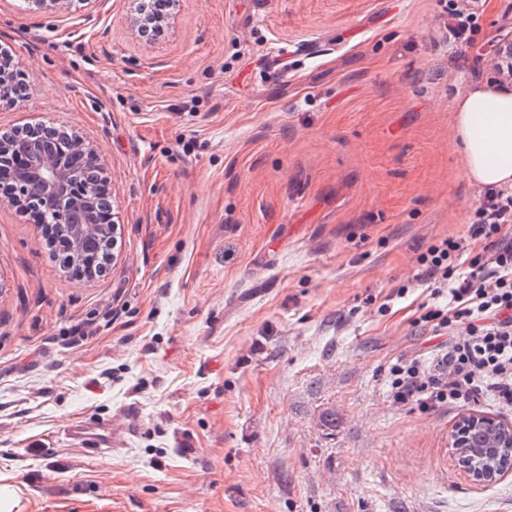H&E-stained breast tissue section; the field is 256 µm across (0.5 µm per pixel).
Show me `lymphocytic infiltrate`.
<instances>
[{
	"label": "lymphocytic infiltrate",
	"instance_id": "f902f5d3",
	"mask_svg": "<svg viewBox=\"0 0 512 512\" xmlns=\"http://www.w3.org/2000/svg\"><path fill=\"white\" fill-rule=\"evenodd\" d=\"M471 240H435L420 253L418 279L447 288L446 306L422 304L420 323L451 339L426 362L390 369L394 402L422 410L492 401L512 411V191L486 189L470 215ZM467 335L454 339L457 326Z\"/></svg>",
	"mask_w": 512,
	"mask_h": 512
}]
</instances>
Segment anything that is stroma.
I'll list each match as a JSON object with an SVG mask.
<instances>
[{"instance_id": "obj_1", "label": "stroma", "mask_w": 512, "mask_h": 512, "mask_svg": "<svg viewBox=\"0 0 512 512\" xmlns=\"http://www.w3.org/2000/svg\"><path fill=\"white\" fill-rule=\"evenodd\" d=\"M0 0L29 85L0 130L99 151L115 260L68 278L0 200V512H512L450 447L459 407L390 395L430 359L418 255L467 237L452 103L493 83L512 0ZM129 22L148 44L162 37L170 24L179 0H132ZM458 2L463 1H455L453 5L454 8L449 14L454 21V25H450V29L456 39H459L463 43L470 44L471 34L476 22V17H474L475 12L469 11V8L460 5Z\"/></svg>"}]
</instances>
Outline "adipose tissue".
<instances>
[{
	"label": "adipose tissue",
	"instance_id": "ef3b65f1",
	"mask_svg": "<svg viewBox=\"0 0 512 512\" xmlns=\"http://www.w3.org/2000/svg\"><path fill=\"white\" fill-rule=\"evenodd\" d=\"M452 110L470 178L483 186L512 184V92L473 86L455 99Z\"/></svg>",
	"mask_w": 512,
	"mask_h": 512
}]
</instances>
